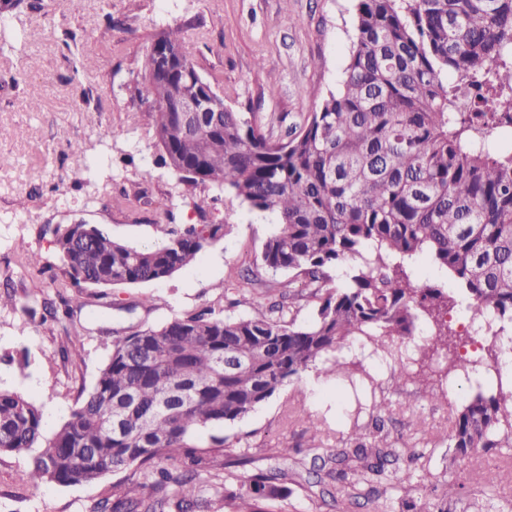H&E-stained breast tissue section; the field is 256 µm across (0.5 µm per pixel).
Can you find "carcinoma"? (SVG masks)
Listing matches in <instances>:
<instances>
[{"mask_svg":"<svg viewBox=\"0 0 512 512\" xmlns=\"http://www.w3.org/2000/svg\"><path fill=\"white\" fill-rule=\"evenodd\" d=\"M159 47L170 60L158 58ZM139 73L136 93L162 162L200 218L216 201L204 193L213 188L275 215L261 265L288 279L249 270L218 284L222 297L238 295L232 306L248 293L263 298L246 315L209 306L113 337L94 384L49 436L38 406L0 390V452L31 456L29 482L76 485L136 466L142 481L114 484L96 512H275L288 497V472L259 470L231 491L224 438L200 435L245 418L311 367L354 389L372 381L358 358L365 352L395 366V375L428 362L446 380L479 376L472 399L451 417L450 447L511 448L512 382L503 383L502 361L512 354V150L494 133L512 126V0H358L340 86L285 142L228 108L182 123V100L214 90L174 29L154 35ZM226 230L167 224L161 243L139 247L99 224L51 228L62 276L78 289L164 280ZM423 253L457 282L455 291L419 285ZM305 304L311 316L301 321ZM458 305L476 324L489 321L481 333L493 340L491 361L458 356L445 371V316ZM75 306L80 296H62L44 305L42 320L69 319ZM419 322L429 338L406 342ZM386 410L378 404L368 435L352 429L353 447L337 462L383 470ZM294 414L321 433L305 406ZM79 454L87 464H75ZM204 472L210 496L199 498Z\"/></svg>","mask_w":512,"mask_h":512,"instance_id":"cac0c4a2","label":"carcinoma"}]
</instances>
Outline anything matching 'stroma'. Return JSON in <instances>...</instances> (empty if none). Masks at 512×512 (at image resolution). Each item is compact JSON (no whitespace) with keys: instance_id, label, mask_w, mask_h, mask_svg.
<instances>
[{"instance_id":"stroma-1","label":"stroma","mask_w":512,"mask_h":512,"mask_svg":"<svg viewBox=\"0 0 512 512\" xmlns=\"http://www.w3.org/2000/svg\"><path fill=\"white\" fill-rule=\"evenodd\" d=\"M356 0H43L22 6L19 25L35 69L7 48L11 30L0 31V280L11 277L18 304L0 308V388L24 395L43 411L44 430L68 419L93 385L105 362L113 330L159 326L184 313L215 304L217 285L259 258L276 229L269 213L250 210L222 194L213 216L227 224L221 242L197 263L173 277L145 284L85 289L74 321H41L34 309L63 291L55 272L59 254L41 231L47 224L83 221L104 225L116 240L132 244L162 241L164 224H195L199 217L177 174L159 163L160 150L144 105L131 97L139 60L162 28L179 30L195 48L198 72L223 93L236 112L254 113L265 132L288 140L317 103L335 89L354 34ZM41 102L40 111L28 108ZM109 132L106 145L97 142ZM84 141L85 157L70 142ZM112 172L108 188L76 182L82 165ZM152 168V180L138 173ZM26 241L51 271L31 275ZM150 297L151 310L138 309ZM79 337H72V330ZM377 379L375 401L387 403L386 418L399 446L385 473L371 484L346 487L336 497L321 495L326 471L315 456L341 448L351 425L371 431L372 419L352 422L341 402V384L308 369L244 419L225 425V459L233 460L226 485L239 488L255 461L275 457L287 469L290 494L280 512H397L404 499L416 506L434 501L436 486L457 488L446 512H512V448L463 454L445 435L453 411L470 397L458 381L447 402L427 400L422 378H393L383 365H369ZM319 416L324 431L314 437L291 417L296 400ZM426 421V429L414 425ZM414 466L411 488L395 475ZM25 456L0 453V512H93L117 475L63 486L26 483ZM498 474L486 486L484 472Z\"/></svg>"}]
</instances>
